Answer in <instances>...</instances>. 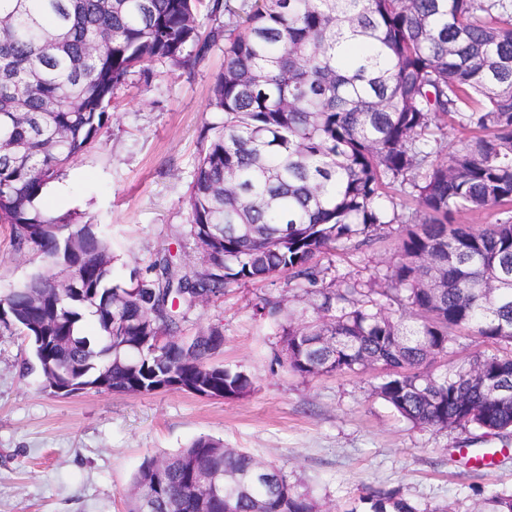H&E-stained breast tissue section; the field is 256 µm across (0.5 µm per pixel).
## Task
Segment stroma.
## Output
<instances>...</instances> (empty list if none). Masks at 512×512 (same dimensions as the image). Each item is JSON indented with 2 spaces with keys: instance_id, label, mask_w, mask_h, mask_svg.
<instances>
[{
  "instance_id": "1",
  "label": "stroma",
  "mask_w": 512,
  "mask_h": 512,
  "mask_svg": "<svg viewBox=\"0 0 512 512\" xmlns=\"http://www.w3.org/2000/svg\"><path fill=\"white\" fill-rule=\"evenodd\" d=\"M224 69L216 42L193 68L133 69L114 92L112 117L97 141L58 181L67 200L45 196L55 213H75L112 243L117 279L170 253L187 268L198 254L188 236L187 193L207 142L223 119L209 98ZM401 225L356 250L318 254L333 275L367 283L393 260ZM42 260L15 251L0 223V291L22 282ZM311 313V297L281 274L231 285L188 313L187 336L216 327L224 344L213 360L244 371L251 392L215 399L181 390L51 394L22 370L27 339L0 324V512H129L132 480L145 459L210 435L257 460L286 468L321 512H348L359 497L398 488L419 505L473 512L481 493L512 491V458L472 470L459 448H497L507 440L472 429L437 430L400 417L373 392L376 372L304 378L286 367L279 327L261 316L264 299Z\"/></svg>"
}]
</instances>
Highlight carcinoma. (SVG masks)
Listing matches in <instances>:
<instances>
[{
	"mask_svg": "<svg viewBox=\"0 0 512 512\" xmlns=\"http://www.w3.org/2000/svg\"><path fill=\"white\" fill-rule=\"evenodd\" d=\"M0 0V223L46 267L0 296V322L26 334L45 388L233 399L242 371L209 362L210 328L187 352L185 313L246 281L281 273L315 299L282 327L302 376L376 370L377 395L437 429L512 432V0H255L224 31V70L209 103L224 120L188 190L189 235L209 263L163 254L112 280L108 240L70 213L36 206L48 183L97 139L114 89L137 66H185L210 41L202 19L224 0ZM454 119L474 135L437 144ZM414 197L406 217L387 190ZM509 214L461 224L464 212ZM404 225L384 289L324 286L325 249H357ZM461 340L492 346L441 372ZM132 512H315L282 467L208 435L146 460ZM447 512L399 489L346 512ZM475 512H512L494 491Z\"/></svg>",
	"mask_w": 512,
	"mask_h": 512,
	"instance_id": "carcinoma-1",
	"label": "carcinoma"
}]
</instances>
